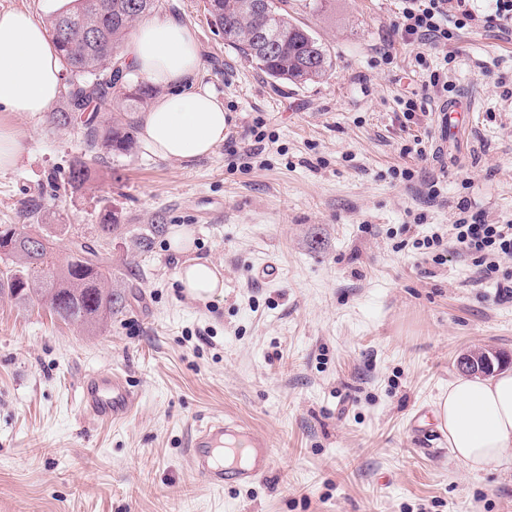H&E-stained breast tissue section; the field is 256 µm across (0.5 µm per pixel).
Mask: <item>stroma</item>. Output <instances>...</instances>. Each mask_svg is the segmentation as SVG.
Masks as SVG:
<instances>
[{"instance_id":"1","label":"stroma","mask_w":512,"mask_h":512,"mask_svg":"<svg viewBox=\"0 0 512 512\" xmlns=\"http://www.w3.org/2000/svg\"><path fill=\"white\" fill-rule=\"evenodd\" d=\"M471 7L453 61L431 54L422 66L394 29L402 0H288L333 60L323 79L295 86L225 45L204 0H158L155 18L196 31L226 139L189 163L138 144L90 160L79 188L67 175L84 157L80 124L0 111L26 136L17 166L0 171V224L24 223L38 202L40 223L68 228L63 257L71 240L95 239L107 212L166 227L136 276L125 264L132 238L107 245L125 299L103 328L0 298V512H512V465L474 472L447 437L426 450L414 433L460 354L512 357V299H497L455 245L438 261L420 247L464 202L512 224V37L483 23L494 0ZM435 70L474 104L444 167L432 157L445 96L428 84ZM407 98L418 109L404 123ZM172 226L220 267L223 296L186 295ZM271 263L277 276L260 278ZM102 370L140 395L123 422L81 407L82 378ZM224 415L267 440L272 466L218 490L192 471L187 444Z\"/></svg>"}]
</instances>
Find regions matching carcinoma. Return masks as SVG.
I'll use <instances>...</instances> for the list:
<instances>
[{"label": "carcinoma", "instance_id": "1", "mask_svg": "<svg viewBox=\"0 0 512 512\" xmlns=\"http://www.w3.org/2000/svg\"><path fill=\"white\" fill-rule=\"evenodd\" d=\"M260 2L263 12L252 9ZM157 0H72V7L49 22V32L60 53L61 63L70 75L67 108L57 121L65 126L75 113L107 103L116 89L123 90L125 115L98 120L93 113L84 121V143L90 153L100 149L129 152L134 146L137 121L134 114L145 108L154 89L146 83L127 90L125 68L118 67L117 52L134 23L150 15ZM72 20L70 36L62 41L58 30ZM210 21L224 36L225 44L238 50L274 81L305 84L324 76L331 69L325 45L288 15V0H218V10ZM275 35L276 48L268 56L257 51L258 32L265 27ZM97 30L101 42L89 44L86 33ZM87 162H75L68 172V184L81 186L91 179ZM127 225L105 218L97 225L96 244H75L76 250L64 261L58 255L59 236L68 233L64 224H0V235L11 238L10 252L1 256L0 298L47 308L66 324L96 328L122 312L124 295L112 285V271L106 265L102 248L109 240L125 234Z\"/></svg>", "mask_w": 512, "mask_h": 512}]
</instances>
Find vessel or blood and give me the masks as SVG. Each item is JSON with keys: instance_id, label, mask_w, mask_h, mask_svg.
Listing matches in <instances>:
<instances>
[{"instance_id": "1", "label": "vessel or blood", "mask_w": 512, "mask_h": 512, "mask_svg": "<svg viewBox=\"0 0 512 512\" xmlns=\"http://www.w3.org/2000/svg\"><path fill=\"white\" fill-rule=\"evenodd\" d=\"M472 109V101L463 96L436 104L433 156L437 162L445 161L449 142L465 134ZM80 388L84 412L101 422L128 418L139 399L126 380L108 371L86 375ZM188 456L193 471L214 488L252 483L271 466L267 441L233 417L212 418L199 425L188 443Z\"/></svg>"}]
</instances>
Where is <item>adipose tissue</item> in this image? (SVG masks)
<instances>
[{"label": "adipose tissue", "instance_id": "adipose-tissue-1", "mask_svg": "<svg viewBox=\"0 0 512 512\" xmlns=\"http://www.w3.org/2000/svg\"><path fill=\"white\" fill-rule=\"evenodd\" d=\"M126 68L161 88L142 113L140 140L153 156L187 162L211 155L226 137L224 104L202 84L195 31L175 18L140 23L123 50ZM63 87L62 66L42 23L26 11L0 12V111L46 113ZM173 249L186 256L177 278L186 294H223L224 278L210 260L192 256V241L172 228ZM439 429L456 459L474 470L500 463L512 448V372L494 378L459 377L436 402Z\"/></svg>", "mask_w": 512, "mask_h": 512}]
</instances>
